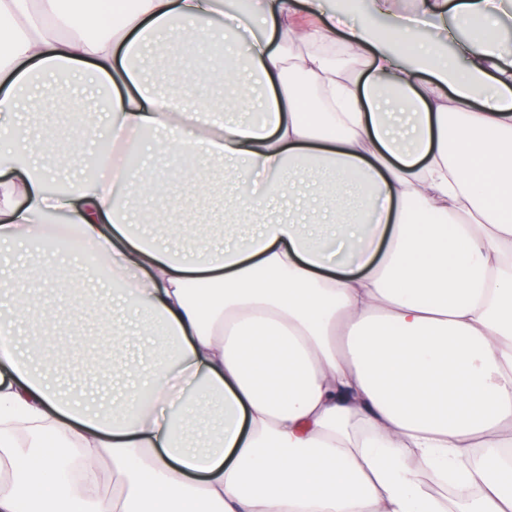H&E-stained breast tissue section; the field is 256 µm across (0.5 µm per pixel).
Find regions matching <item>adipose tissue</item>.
Instances as JSON below:
<instances>
[{
	"mask_svg": "<svg viewBox=\"0 0 512 512\" xmlns=\"http://www.w3.org/2000/svg\"><path fill=\"white\" fill-rule=\"evenodd\" d=\"M74 0H0V130L16 174L0 172V245L64 220L120 277V301L169 341L110 415L58 395L11 347L0 315V512H446L424 475L474 512H512V0H413L388 26L346 27L388 0H262L223 28L225 81L258 83L251 120H212L201 74L145 86L141 51L203 30L224 0H113L80 18ZM470 28L447 54L444 14ZM432 41L413 37L417 24ZM74 98L106 94L112 149L97 175L52 188L13 126L19 92L46 77ZM173 127L166 140L157 132ZM180 164L222 158L253 218L286 173L333 174L329 221L224 227L214 251H175L133 229L123 191L163 192L125 159L145 142ZM86 485L65 480L67 451ZM117 483L102 489L99 468Z\"/></svg>",
	"mask_w": 512,
	"mask_h": 512,
	"instance_id": "obj_1",
	"label": "adipose tissue"
}]
</instances>
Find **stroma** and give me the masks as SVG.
<instances>
[{
    "instance_id": "stroma-1",
    "label": "stroma",
    "mask_w": 512,
    "mask_h": 512,
    "mask_svg": "<svg viewBox=\"0 0 512 512\" xmlns=\"http://www.w3.org/2000/svg\"><path fill=\"white\" fill-rule=\"evenodd\" d=\"M174 45V40L162 37L143 53L147 83L158 82L179 66L180 57ZM223 66L220 60L203 66L205 80L199 95L211 104L214 119L248 118V110L235 105L237 90L215 78ZM55 86L52 79L36 83L34 92L47 106L39 113L22 111L21 123L35 138L54 132L77 141V148L66 161H58L49 151L39 158L40 165L54 178L67 180L82 175L83 164L94 156L98 140L83 138L76 115L68 106L57 102ZM184 162L189 168L188 175L166 179L164 194L134 198L129 206V220L140 225L150 238L178 251L220 248L224 239L218 226L224 221V204L235 197L241 187L229 178L222 163L210 160L205 152L186 156ZM327 176V171L316 167L286 174L290 196L275 195L266 202V209L283 218H296L304 211L323 212L325 203L317 188ZM45 266L58 268L65 274L66 294L61 305L68 319L61 327L62 332L82 337L84 343L69 355L57 357L49 341H42L39 349L33 350L41 371L75 407L103 410L112 403L122 402L134 382L133 376L125 372V365L146 367L151 363V343L136 334L138 315L128 309L121 310L122 324L132 333L125 356L114 367H101L99 360L111 349L112 339L108 335L110 313L103 310L99 302L102 296L110 294L111 288L106 280L91 276L84 268L79 246L25 244L0 248V277H9L11 284L21 288L37 287L42 296L50 298L54 295L55 281L34 282L28 277L32 268Z\"/></svg>"
}]
</instances>
